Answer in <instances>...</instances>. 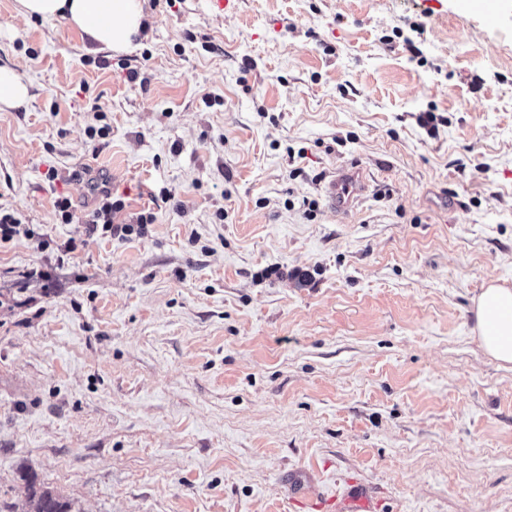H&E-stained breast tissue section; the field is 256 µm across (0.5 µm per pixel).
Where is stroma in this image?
I'll return each mask as SVG.
<instances>
[{
	"label": "stroma",
	"instance_id": "stroma-1",
	"mask_svg": "<svg viewBox=\"0 0 512 512\" xmlns=\"http://www.w3.org/2000/svg\"><path fill=\"white\" fill-rule=\"evenodd\" d=\"M144 7L133 50L92 52L0 0L28 88L0 210L35 233L0 246V512L27 473L74 512H295L292 470L379 512H512V366L472 313L512 286V0L499 26L459 0ZM342 166L367 190L338 213ZM93 171L142 236L87 235Z\"/></svg>",
	"mask_w": 512,
	"mask_h": 512
}]
</instances>
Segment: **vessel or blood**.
I'll return each instance as SVG.
<instances>
[{
    "mask_svg": "<svg viewBox=\"0 0 512 512\" xmlns=\"http://www.w3.org/2000/svg\"><path fill=\"white\" fill-rule=\"evenodd\" d=\"M366 187V179L360 169L340 168L327 185L328 202L336 211L348 210ZM308 484V478L298 474L288 478L289 497L299 512H378V504L370 489L356 480H347L341 493L328 497L309 495Z\"/></svg>",
    "mask_w": 512,
    "mask_h": 512,
    "instance_id": "obj_1",
    "label": "vessel or blood"
}]
</instances>
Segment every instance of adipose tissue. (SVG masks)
Listing matches in <instances>:
<instances>
[{
    "mask_svg": "<svg viewBox=\"0 0 512 512\" xmlns=\"http://www.w3.org/2000/svg\"><path fill=\"white\" fill-rule=\"evenodd\" d=\"M19 11L44 19L65 18L94 50L123 52L144 28V0H17ZM476 331L486 353L512 364V287L489 282L473 302Z\"/></svg>",
    "mask_w": 512,
    "mask_h": 512,
    "instance_id": "obj_1",
    "label": "adipose tissue"
}]
</instances>
